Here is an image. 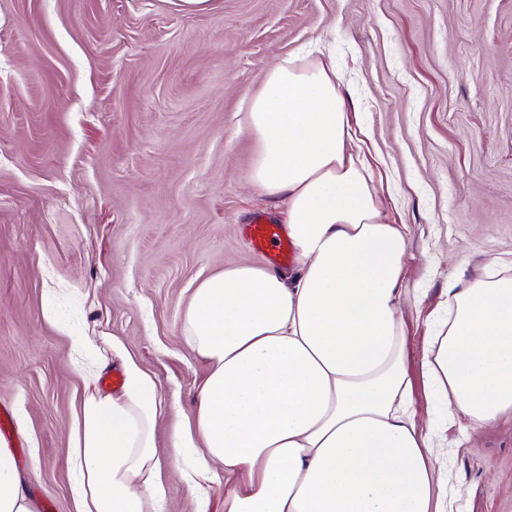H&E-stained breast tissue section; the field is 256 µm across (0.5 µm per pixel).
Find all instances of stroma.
I'll return each mask as SVG.
<instances>
[{
  "label": "stroma",
  "instance_id": "35a3bbf8",
  "mask_svg": "<svg viewBox=\"0 0 512 512\" xmlns=\"http://www.w3.org/2000/svg\"><path fill=\"white\" fill-rule=\"evenodd\" d=\"M322 49L342 77L353 148L390 223L407 227L402 319L417 424L444 412L422 362L452 273L512 264V0H0V408L44 512H76L71 439L89 388L83 337L164 401L163 512H224L169 454L205 365L183 315L224 268L264 266L244 227L281 223L250 180L247 95L282 58ZM463 512H512V415L440 424Z\"/></svg>",
  "mask_w": 512,
  "mask_h": 512
}]
</instances>
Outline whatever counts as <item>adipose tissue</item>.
I'll return each mask as SVG.
<instances>
[{
  "label": "adipose tissue",
  "mask_w": 512,
  "mask_h": 512,
  "mask_svg": "<svg viewBox=\"0 0 512 512\" xmlns=\"http://www.w3.org/2000/svg\"><path fill=\"white\" fill-rule=\"evenodd\" d=\"M251 179L282 198L292 275L239 263L202 281L187 344L207 366L194 426L171 455L224 469V512H452L459 489L410 409L401 317L405 227L389 223L350 152L334 67L294 55L248 99ZM448 319L424 361L450 421L512 414V268L449 275ZM120 394L87 391L72 456L77 512H160L155 379L123 355ZM0 512H37L0 448Z\"/></svg>",
  "instance_id": "obj_1"
}]
</instances>
